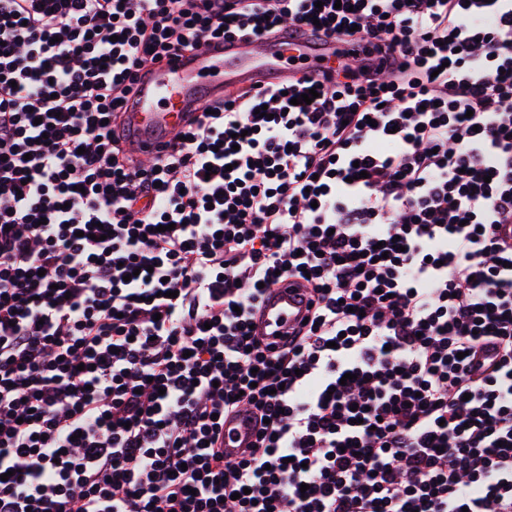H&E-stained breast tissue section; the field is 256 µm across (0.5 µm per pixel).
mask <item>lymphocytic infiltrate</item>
I'll use <instances>...</instances> for the list:
<instances>
[{
	"label": "lymphocytic infiltrate",
	"instance_id": "obj_1",
	"mask_svg": "<svg viewBox=\"0 0 512 512\" xmlns=\"http://www.w3.org/2000/svg\"><path fill=\"white\" fill-rule=\"evenodd\" d=\"M287 25L387 79L244 89L126 152L140 72ZM501 224L512 0H0V512H512ZM280 277L314 311L273 350ZM256 422L250 409H241L224 421V459L237 462L255 441Z\"/></svg>",
	"mask_w": 512,
	"mask_h": 512
}]
</instances>
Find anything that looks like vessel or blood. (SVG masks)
<instances>
[{"mask_svg": "<svg viewBox=\"0 0 512 512\" xmlns=\"http://www.w3.org/2000/svg\"><path fill=\"white\" fill-rule=\"evenodd\" d=\"M346 51L348 65L361 63L363 47L335 40L308 42L285 36L212 43L153 65L135 85L136 105L124 115V134L135 156L156 158L184 130L195 110L249 84L285 82L304 76L322 79L337 51ZM307 314V301L290 280L265 292L255 330L268 341L297 326ZM256 434L251 410L242 409L224 421V458L239 461Z\"/></svg>", "mask_w": 512, "mask_h": 512, "instance_id": "vessel-or-blood-1", "label": "vessel or blood"}]
</instances>
